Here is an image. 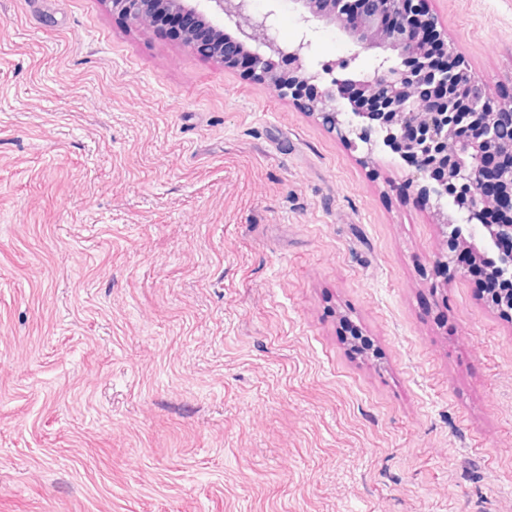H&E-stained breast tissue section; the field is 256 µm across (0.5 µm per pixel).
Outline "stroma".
Instances as JSON below:
<instances>
[{"mask_svg":"<svg viewBox=\"0 0 512 512\" xmlns=\"http://www.w3.org/2000/svg\"><path fill=\"white\" fill-rule=\"evenodd\" d=\"M426 3L511 101L512 0ZM413 174L110 0H0V512H512V315Z\"/></svg>","mask_w":512,"mask_h":512,"instance_id":"35a3bbf8","label":"stroma"}]
</instances>
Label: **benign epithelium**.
<instances>
[{"label": "benign epithelium", "instance_id": "1", "mask_svg": "<svg viewBox=\"0 0 512 512\" xmlns=\"http://www.w3.org/2000/svg\"><path fill=\"white\" fill-rule=\"evenodd\" d=\"M112 10L139 26L178 22L179 41L197 54L231 66L240 61L246 73L282 96H288L317 114L324 124L354 135L368 152L381 144L401 156H416L413 180L421 186L440 223L450 229L448 241L458 251L448 265L466 273L460 262L465 254L502 288L488 303L512 307V249L499 248L512 241V224H494L489 211L495 197L477 189L488 160L497 159L498 179L512 199V103L488 112L474 108L490 103L474 75L455 61L444 39L433 40L437 21L422 0H292L305 23L319 22L339 29L353 52L346 58L310 70L311 48L307 31L292 42L277 36L276 2L263 13L252 0H110ZM234 25L239 54L224 52V22ZM376 60L374 72H357L360 53ZM343 77L325 80L335 70ZM347 119H340L341 115Z\"/></svg>", "mask_w": 512, "mask_h": 512}]
</instances>
